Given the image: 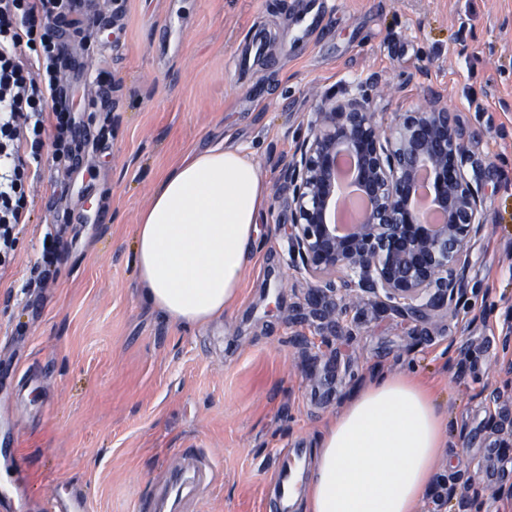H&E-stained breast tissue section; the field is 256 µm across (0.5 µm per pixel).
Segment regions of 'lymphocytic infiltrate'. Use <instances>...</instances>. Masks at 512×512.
Masks as SVG:
<instances>
[{"label": "lymphocytic infiltrate", "mask_w": 512, "mask_h": 512, "mask_svg": "<svg viewBox=\"0 0 512 512\" xmlns=\"http://www.w3.org/2000/svg\"><path fill=\"white\" fill-rule=\"evenodd\" d=\"M96 0H0V275L13 266L28 219V192L43 164L55 172V224L20 292L41 301L59 274L71 214L61 203L91 141L80 113L70 109L66 70L80 71L63 40L66 29L96 25Z\"/></svg>", "instance_id": "lymphocytic-infiltrate-1"}]
</instances>
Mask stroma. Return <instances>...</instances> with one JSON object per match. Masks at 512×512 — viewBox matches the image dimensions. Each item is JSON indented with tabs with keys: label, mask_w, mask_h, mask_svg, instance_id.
<instances>
[{
	"label": "stroma",
	"mask_w": 512,
	"mask_h": 512,
	"mask_svg": "<svg viewBox=\"0 0 512 512\" xmlns=\"http://www.w3.org/2000/svg\"><path fill=\"white\" fill-rule=\"evenodd\" d=\"M302 36L308 0H100L104 25L77 49L112 76V123L94 86L73 104L99 140L67 200L76 241L37 309L28 278L54 212L48 180L30 192L16 263L0 277V434L11 433L34 499L88 494V512H132L181 448L222 474L200 512H267L280 450L317 448L324 428L374 374L427 383L453 431L417 512H512V0H326ZM268 52L234 65L253 28ZM364 82L381 117L437 91L472 132L491 218L449 311L413 318L373 301L318 320L312 284L287 266L282 162L321 98ZM251 154L268 182L260 247L237 305L189 327L147 305L134 267L141 213L182 153L219 142ZM48 367L19 420L17 368Z\"/></svg>",
	"instance_id": "stroma-1"
}]
</instances>
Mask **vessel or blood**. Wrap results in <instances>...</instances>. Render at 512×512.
<instances>
[{"mask_svg": "<svg viewBox=\"0 0 512 512\" xmlns=\"http://www.w3.org/2000/svg\"><path fill=\"white\" fill-rule=\"evenodd\" d=\"M306 449H287L272 476L270 512H293L299 495L302 474L300 463ZM219 478L216 463L197 449H182L177 466L163 468L143 491L135 512H199L200 504L208 497ZM30 499L23 483L16 482L0 490V512H28ZM84 497L73 495L55 498L44 503L43 512H86Z\"/></svg>", "mask_w": 512, "mask_h": 512, "instance_id": "1", "label": "vessel or blood"}]
</instances>
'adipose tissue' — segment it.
Listing matches in <instances>:
<instances>
[{
  "label": "adipose tissue",
  "instance_id": "ef3b65f1",
  "mask_svg": "<svg viewBox=\"0 0 512 512\" xmlns=\"http://www.w3.org/2000/svg\"><path fill=\"white\" fill-rule=\"evenodd\" d=\"M266 179L243 148L187 153L140 216L135 266L145 300L187 325L231 309L258 246ZM448 421L432 392L402 375L358 389L323 431L304 512H416Z\"/></svg>",
  "mask_w": 512,
  "mask_h": 512
}]
</instances>
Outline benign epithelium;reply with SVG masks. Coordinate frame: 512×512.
<instances>
[{
	"label": "benign epithelium",
	"mask_w": 512,
	"mask_h": 512,
	"mask_svg": "<svg viewBox=\"0 0 512 512\" xmlns=\"http://www.w3.org/2000/svg\"><path fill=\"white\" fill-rule=\"evenodd\" d=\"M306 137L284 164L288 195V265L313 282L310 303L328 320L349 299L376 297L420 316L453 307L471 248L490 218L484 181L469 173V128L430 92L428 102L398 112L387 125L358 83L343 97L325 95ZM347 156L368 212L357 224L336 223L339 160ZM432 175L431 205L443 222H426L418 206L421 171Z\"/></svg>",
	"instance_id": "1"
}]
</instances>
